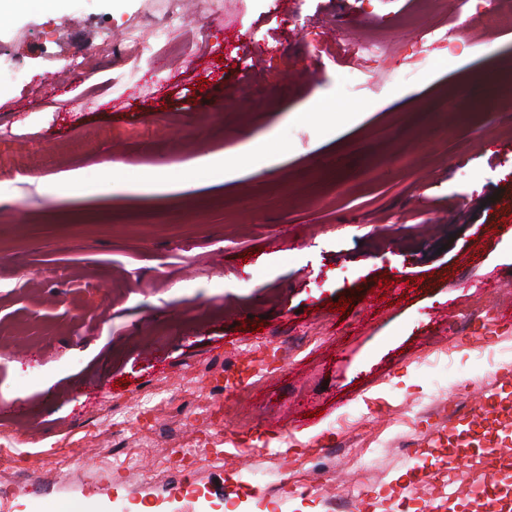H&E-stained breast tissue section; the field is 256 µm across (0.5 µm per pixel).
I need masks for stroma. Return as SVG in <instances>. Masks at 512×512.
Wrapping results in <instances>:
<instances>
[{"label":"stroma","instance_id":"1","mask_svg":"<svg viewBox=\"0 0 512 512\" xmlns=\"http://www.w3.org/2000/svg\"><path fill=\"white\" fill-rule=\"evenodd\" d=\"M171 6L0 19V69L26 74L0 83V512H329L326 470L379 502L412 449L466 471L512 444L502 415L448 449L472 373L512 393V296L484 286L512 274V110L450 94L463 73L512 85V32L449 43L423 0H189L181 53L121 59ZM370 37L377 57L338 65ZM327 92L329 126L295 120ZM260 451L281 490L252 477ZM167 398V390L159 387L156 391L151 392L145 396L142 402L136 406L128 407L124 411L115 412L112 414L113 424H120L138 416L142 410L152 407L156 404L165 402Z\"/></svg>","mask_w":512,"mask_h":512}]
</instances>
